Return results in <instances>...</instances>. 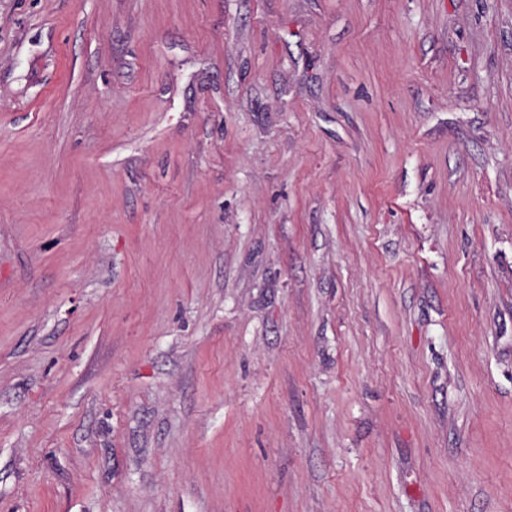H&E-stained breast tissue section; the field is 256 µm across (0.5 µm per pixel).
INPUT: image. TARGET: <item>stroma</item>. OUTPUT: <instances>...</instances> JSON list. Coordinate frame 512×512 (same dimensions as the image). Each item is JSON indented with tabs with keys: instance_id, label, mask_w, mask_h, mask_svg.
Returning a JSON list of instances; mask_svg holds the SVG:
<instances>
[{
	"instance_id": "1",
	"label": "stroma",
	"mask_w": 512,
	"mask_h": 512,
	"mask_svg": "<svg viewBox=\"0 0 512 512\" xmlns=\"http://www.w3.org/2000/svg\"><path fill=\"white\" fill-rule=\"evenodd\" d=\"M0 512H512V0H0Z\"/></svg>"
}]
</instances>
